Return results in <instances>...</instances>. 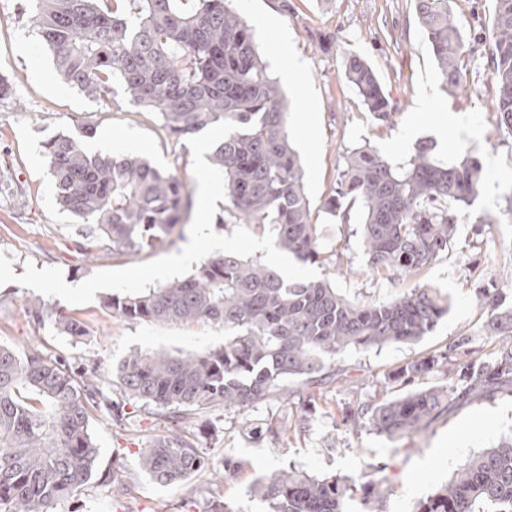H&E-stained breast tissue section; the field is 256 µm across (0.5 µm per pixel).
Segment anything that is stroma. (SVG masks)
Instances as JSON below:
<instances>
[{"label": "stroma", "mask_w": 512, "mask_h": 512, "mask_svg": "<svg viewBox=\"0 0 512 512\" xmlns=\"http://www.w3.org/2000/svg\"><path fill=\"white\" fill-rule=\"evenodd\" d=\"M233 0L232 6L255 22L259 52L279 80L288 103L287 122L304 169V187L319 223L324 226V252L330 264L316 265L318 278L330 279L352 300L396 296L414 286L429 285L448 296V313L415 344L391 345L368 352L336 355L346 371L344 386L328 388L323 398L308 401L303 386L290 385L287 401L270 400L249 408L260 424L271 416L296 420L308 412L305 432L289 434L272 447L239 431L237 412L218 413L217 433L203 422L186 432L201 437L213 462L231 455L242 463L236 475L217 481L209 472L185 482L160 485L139 465L151 439L163 434V423L141 403L126 400V421L113 420L106 409L92 411L89 429L99 448L97 479L59 506L60 512H206L209 501L230 502L235 512H265L252 493L254 479L290 466L315 476H356L368 464L384 463L387 512H412L415 503L444 484L470 457L512 431V396L494 394L453 407L427 432L404 440L403 450L385 437L343 425L345 406L379 398L383 373L408 359L470 339L472 356L492 344L485 334L487 316L476 288H512V135L498 130L491 99L494 94L486 58L493 0H454L453 10L466 43L462 89L447 88L415 14L413 0ZM32 0H0V74L15 93L0 101V171H8L13 190L0 194V251L12 259L15 274L26 262L36 268L56 267L65 281L77 285L97 271L121 269L175 255L186 247L181 234L163 248L138 254L112 251L89 258L94 246L89 227L57 203L44 153L46 141L94 129L82 141L91 154L101 153V140L132 142L131 152L155 166L193 181V156L186 140L170 138L152 110L132 104L121 85L109 99L89 98L63 81L52 55L31 23ZM364 58L390 96L392 116L373 119L344 77L347 54ZM434 107L421 109L424 97ZM464 126L459 138H447L449 115ZM430 141L434 156L455 162L463 149L476 152L484 184L492 194H478L461 215L456 235L430 266L402 279L377 278L367 267L358 222L348 224L324 211L346 167L348 154L364 145L393 161L408 159L418 141ZM44 311H37V304ZM78 321L86 336L72 339L58 329L52 310ZM224 343V329L209 322L160 323L113 317L102 297L71 304L16 283L0 285V344L23 355L40 349L63 356L75 371H94L111 380L112 371L134 351L201 354ZM110 484H102V477Z\"/></svg>", "instance_id": "1"}]
</instances>
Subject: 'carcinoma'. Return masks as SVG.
Returning <instances> with one entry per match:
<instances>
[{"mask_svg":"<svg viewBox=\"0 0 512 512\" xmlns=\"http://www.w3.org/2000/svg\"><path fill=\"white\" fill-rule=\"evenodd\" d=\"M35 28L60 77L85 96L105 99L118 79L130 100L151 108L177 139L231 121L239 129L210 154L224 173L225 199L238 224L269 229L275 245L302 263H324L322 227L312 219L300 157L290 142L288 105L279 81L262 62L253 26L229 0H32ZM454 0H414L418 21L445 84L461 86L463 36ZM487 66L495 89L498 126L512 134V0H494ZM344 76L374 119L389 120L390 101L374 69L349 56ZM86 127L44 144L59 204L87 224L102 250L138 254L173 242L187 219L190 194L176 172L135 156L86 152ZM482 166L471 153L452 164L421 142L396 163L370 146L348 156L336 200L359 205L369 271L410 276L430 265L455 237L459 215L479 193ZM497 347L459 366L448 379L454 345L414 357L384 373L385 386L410 389L343 411V424L393 442L426 431L459 400L487 393L512 395V298L507 288H479ZM127 320L212 322L224 326V346L201 354L133 352L112 374L126 397L155 411L167 430L141 452V469L162 485L181 483L211 465L199 439L182 426L220 408L243 414L252 405L288 398L300 379L308 400L323 396L340 371L325 365L339 353L412 344L448 314V297L411 288L377 301L349 300L327 279L287 281L260 258L216 252L190 275L140 294L104 301ZM430 378L428 386L415 382ZM123 415L95 372L74 374L39 350L20 356L0 346V512H58L88 484L98 457L89 431L90 410ZM308 428L272 417L253 431L281 444L290 429ZM380 467L358 477L312 476L294 467L256 481L253 493L266 512H344L361 490L368 512H385ZM414 512H512V433L482 450L419 500Z\"/></svg>","mask_w":512,"mask_h":512,"instance_id":"1","label":"carcinoma"}]
</instances>
